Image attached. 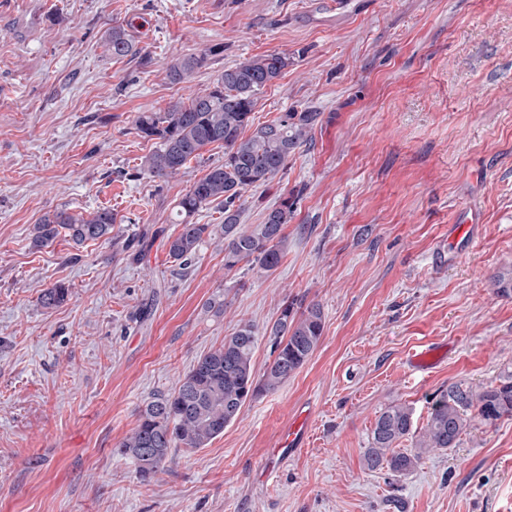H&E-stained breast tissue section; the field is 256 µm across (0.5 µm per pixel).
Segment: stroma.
<instances>
[{
    "label": "stroma",
    "instance_id": "1",
    "mask_svg": "<svg viewBox=\"0 0 512 512\" xmlns=\"http://www.w3.org/2000/svg\"><path fill=\"white\" fill-rule=\"evenodd\" d=\"M115 25L136 56L106 54ZM214 47L170 80L172 57ZM273 51L293 63L258 93L254 123L320 115L286 170L242 197L251 229L293 201L282 261L225 270L212 206L196 217L211 240L180 269L174 207L224 151L147 178L154 145L133 118ZM101 207L117 215L110 241L32 247L46 212ZM466 212L472 238L449 243ZM146 226L132 260L124 243ZM510 270L512 0H0V512H512V417L474 419L402 478L363 465L385 407H411L420 430L450 384L512 376V295L493 286ZM59 282L69 301L42 308ZM287 301L324 314L302 368L141 481L115 451L139 409L245 322L263 373ZM425 349L435 363L415 369ZM306 410L303 446L271 463Z\"/></svg>",
    "mask_w": 512,
    "mask_h": 512
}]
</instances>
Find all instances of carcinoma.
I'll list each match as a JSON object with an SVG mask.
<instances>
[{"label": "carcinoma", "instance_id": "1", "mask_svg": "<svg viewBox=\"0 0 512 512\" xmlns=\"http://www.w3.org/2000/svg\"><path fill=\"white\" fill-rule=\"evenodd\" d=\"M104 47L114 58L134 52L128 30L117 25L106 32ZM209 53L185 55L168 65L173 82H183L206 66ZM292 64L286 53H268L246 58L225 69L214 86L189 102H176L162 112H139L134 118L138 135L158 141L147 159L144 174L164 179L177 174L187 162L198 159L211 145L224 149V163L212 167L177 203L180 232L167 239L168 255L183 266L198 256L209 225L193 221L204 207L217 203L224 211V268L241 262L268 272L282 258L284 226L290 220L292 203L283 198L263 223L253 229L240 224L243 194L251 187L272 181L288 165V159L311 140L320 113L285 112L277 120L255 127L244 135L257 104L258 92L278 79ZM117 215L100 208L88 216L56 209L45 213L30 229L33 247L51 244L65 230L77 245L108 239ZM70 289L56 283L44 289L39 302L53 309L68 301ZM324 316L318 303L301 312L284 304L269 330L275 357L261 377H256L253 355L259 336L254 325L243 323L224 343L195 361L179 381L178 388L150 401L140 411L131 433L116 446L119 455L132 461L143 480L161 472L174 448L206 447L224 434L246 401L275 391L292 377L317 348L323 334ZM478 416L487 422L512 417V379L475 390L453 383L432 400L423 431L413 430L412 409L390 405L379 412L363 462L370 471L387 470L397 477L413 472L434 450L457 447L460 437ZM415 439L414 447L396 450L399 441Z\"/></svg>", "mask_w": 512, "mask_h": 512}]
</instances>
